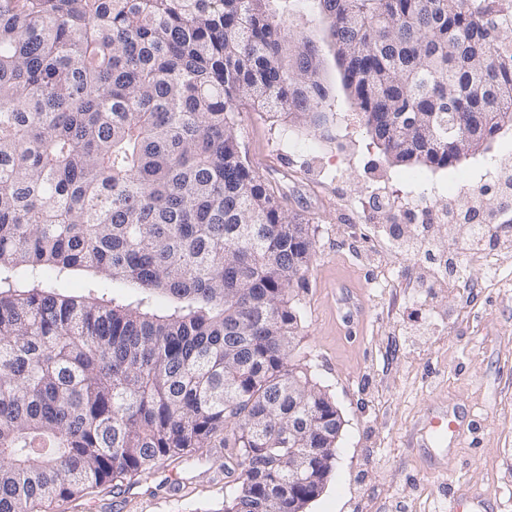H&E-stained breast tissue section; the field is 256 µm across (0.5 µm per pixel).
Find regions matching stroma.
Segmentation results:
<instances>
[{
    "label": "stroma",
    "mask_w": 512,
    "mask_h": 512,
    "mask_svg": "<svg viewBox=\"0 0 512 512\" xmlns=\"http://www.w3.org/2000/svg\"><path fill=\"white\" fill-rule=\"evenodd\" d=\"M288 26L295 40L321 43L327 33L314 0H294ZM321 75L326 124L251 107L236 117L249 165L287 186L286 215L308 222L316 242L294 291L298 348L343 427L330 478L306 512H448L460 488L481 497V512H512V226L492 225L495 249L468 253L465 226L432 224L423 241L419 211L383 206L412 191L436 210L496 187L487 172L512 165V126L452 167L400 166L367 134L332 53ZM433 252L455 258V277L430 261ZM344 289L358 302L350 324L336 311ZM444 410L470 420L460 445L450 453L418 447L429 414ZM217 467L190 457L120 498L77 499L49 512H224ZM173 476L175 495L167 489Z\"/></svg>",
    "instance_id": "obj_1"
}]
</instances>
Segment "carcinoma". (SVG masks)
<instances>
[{
    "label": "carcinoma",
    "instance_id": "cac0c4a2",
    "mask_svg": "<svg viewBox=\"0 0 512 512\" xmlns=\"http://www.w3.org/2000/svg\"><path fill=\"white\" fill-rule=\"evenodd\" d=\"M270 2L0 0V512L119 494L216 448L225 512H288V449L306 447L290 374L298 417L336 442V404L288 345L314 238L288 236V193L235 123L246 105L325 120L322 47L287 54ZM502 2L317 0L392 162L448 168L512 117ZM75 270L85 297L58 292Z\"/></svg>",
    "mask_w": 512,
    "mask_h": 512
}]
</instances>
